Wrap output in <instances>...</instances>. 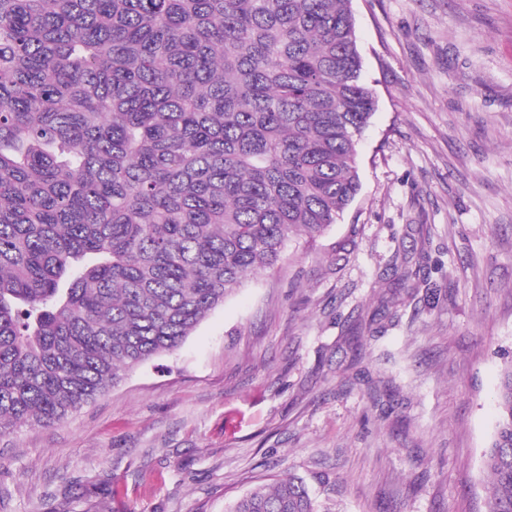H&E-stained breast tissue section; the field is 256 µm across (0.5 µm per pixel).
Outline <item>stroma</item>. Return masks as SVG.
Listing matches in <instances>:
<instances>
[{"instance_id":"35a3bbf8","label":"stroma","mask_w":512,"mask_h":512,"mask_svg":"<svg viewBox=\"0 0 512 512\" xmlns=\"http://www.w3.org/2000/svg\"><path fill=\"white\" fill-rule=\"evenodd\" d=\"M351 8L376 96L356 200L176 352L0 435V512H229L284 473L317 512H486L512 363V0Z\"/></svg>"}]
</instances>
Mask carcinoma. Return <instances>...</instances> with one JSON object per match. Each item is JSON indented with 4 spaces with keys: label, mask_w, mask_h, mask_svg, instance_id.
Segmentation results:
<instances>
[{
    "label": "carcinoma",
    "mask_w": 512,
    "mask_h": 512,
    "mask_svg": "<svg viewBox=\"0 0 512 512\" xmlns=\"http://www.w3.org/2000/svg\"><path fill=\"white\" fill-rule=\"evenodd\" d=\"M350 0H0V433L176 350L360 190ZM486 512H512V364ZM229 512H317L280 475Z\"/></svg>",
    "instance_id": "1"
}]
</instances>
